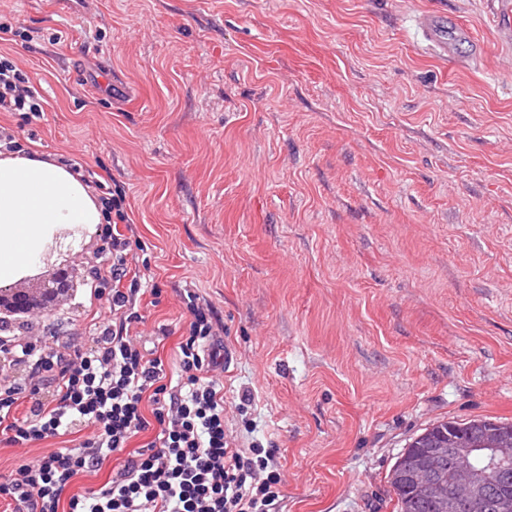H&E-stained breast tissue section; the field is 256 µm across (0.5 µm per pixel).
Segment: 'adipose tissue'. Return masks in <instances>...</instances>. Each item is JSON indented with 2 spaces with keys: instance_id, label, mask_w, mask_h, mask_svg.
I'll return each mask as SVG.
<instances>
[{
  "instance_id": "adipose-tissue-1",
  "label": "adipose tissue",
  "mask_w": 512,
  "mask_h": 512,
  "mask_svg": "<svg viewBox=\"0 0 512 512\" xmlns=\"http://www.w3.org/2000/svg\"><path fill=\"white\" fill-rule=\"evenodd\" d=\"M92 189L68 165L40 153L0 156V284L19 277L59 225L104 223Z\"/></svg>"
}]
</instances>
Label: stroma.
I'll return each instance as SVG.
<instances>
[{
	"label": "stroma",
	"mask_w": 512,
	"mask_h": 512,
	"mask_svg": "<svg viewBox=\"0 0 512 512\" xmlns=\"http://www.w3.org/2000/svg\"><path fill=\"white\" fill-rule=\"evenodd\" d=\"M494 0H0L40 81L26 149L124 185L133 269L175 361L189 288L232 352L224 421L284 512H399L440 421H512V46ZM447 15L450 55L420 19ZM256 397L244 427L239 396ZM0 444V473L84 440Z\"/></svg>",
	"instance_id": "stroma-1"
}]
</instances>
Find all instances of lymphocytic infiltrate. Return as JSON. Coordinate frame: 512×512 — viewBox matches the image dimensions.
<instances>
[{"instance_id": "obj_1", "label": "lymphocytic infiltrate", "mask_w": 512, "mask_h": 512, "mask_svg": "<svg viewBox=\"0 0 512 512\" xmlns=\"http://www.w3.org/2000/svg\"><path fill=\"white\" fill-rule=\"evenodd\" d=\"M47 101L11 53L0 51V112L26 121L43 119ZM104 209L103 237L112 256L95 272L90 296L108 303L89 340L75 343L62 319L48 338L14 332L0 336V363L22 369L24 383L0 381V442L28 448L72 434L92 433L0 476V499L12 512H282L284 480L270 449L233 447L224 429L222 329L213 307L191 290L182 302L189 322L177 346L175 373L147 350L133 325L145 294L131 276V234L126 191L109 175L92 174ZM24 416H16L20 401ZM154 430V439L128 451L132 438ZM126 453L102 485L72 493L74 478L94 472L114 454Z\"/></svg>"}]
</instances>
